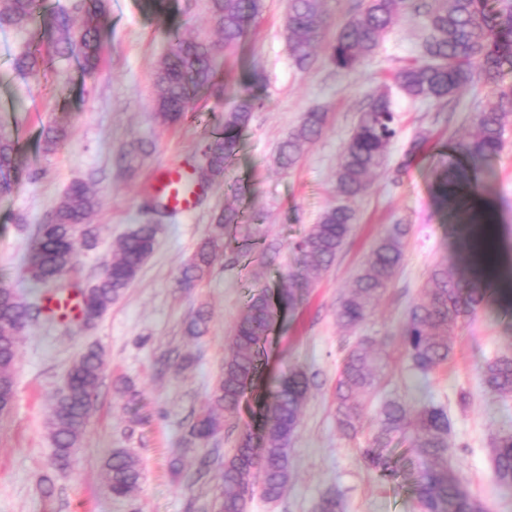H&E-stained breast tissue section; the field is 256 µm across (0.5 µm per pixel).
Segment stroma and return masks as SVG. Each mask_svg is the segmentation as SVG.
Segmentation results:
<instances>
[{
  "instance_id": "stroma-1",
  "label": "stroma",
  "mask_w": 512,
  "mask_h": 512,
  "mask_svg": "<svg viewBox=\"0 0 512 512\" xmlns=\"http://www.w3.org/2000/svg\"><path fill=\"white\" fill-rule=\"evenodd\" d=\"M362 6L363 0H325V42L300 71L283 34L288 0H263L238 48L224 57L214 87L171 125L155 118L153 72L171 50L168 30L214 38L207 0H172L163 15L145 0H108L104 55L90 77L74 60L51 62L36 77L19 73L13 59L22 38L0 31V133L17 142L20 165L17 181L0 192V286L27 298L44 294V287L21 281L20 272L36 226L73 181L88 182L98 199L90 218L98 244L80 252L62 280L67 289L95 283L104 260L134 225L160 226L136 280L99 318L86 325L44 312L21 334L12 407L0 416V512H215L225 457L243 428L261 433L264 401L295 368L306 372L310 389L290 445L293 479L278 500L253 493L247 512H312L330 489L341 495L344 512H414L411 479L382 477L360 454L387 398L416 408L444 406L452 422L449 470L485 512H512V490L492 480L490 457L492 440L512 430V398L486 392L480 376L486 359L512 355V300L492 293L488 305L456 329L452 358L428 374L411 368L399 339L433 265L474 272L473 264H461L452 244L461 218H476L475 202L492 212L497 246L512 258V129L506 148L481 170L470 169L458 149L487 100L481 83L450 109L395 97L399 134L388 165L353 202L356 222L334 264L300 303L277 317L263 346L259 379L240 412L223 416L220 431L208 440L185 441L207 407L250 296L273 293L297 270L295 243L335 204L341 150L373 92L390 86L392 73L420 55L419 18L409 14L396 21L373 58L350 71L336 69L325 44ZM255 67L264 71L265 82L250 80ZM246 97L260 105L223 178L203 187L192 215L152 211V186L163 169L200 168L207 139ZM313 109L327 114L321 135L304 146L293 168L281 169L279 144ZM54 120L66 124L70 136L47 154L41 129ZM422 129L429 132L428 144L405 159L408 141ZM138 141L146 143V154L125 158ZM451 167L468 170L476 194L443 205L436 199L437 182ZM33 169L39 177H30ZM228 209L237 221L225 227L224 246L209 273L195 287H181L183 265ZM395 224L409 227L401 264L367 321L346 330L336 321V303ZM201 307L210 313L207 331L187 336L185 327ZM361 336L374 341L382 369L358 435L347 438L336 429L334 387L342 359ZM90 346L102 349L104 369L81 444L69 467L60 469L48 432L53 398L72 361ZM121 381L136 392L135 401L117 392ZM115 448L132 452L142 469L139 491L124 499L113 498L102 480Z\"/></svg>"
}]
</instances>
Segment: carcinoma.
Returning <instances> with one entry per match:
<instances>
[{"label":"carcinoma","instance_id":"carcinoma-1","mask_svg":"<svg viewBox=\"0 0 512 512\" xmlns=\"http://www.w3.org/2000/svg\"><path fill=\"white\" fill-rule=\"evenodd\" d=\"M209 19L221 39L209 41L170 33L174 49L156 69L155 116L172 124L186 114L198 93L216 76L219 51L234 50L244 38L248 25L262 9V0H208ZM105 0H70L67 6L38 14V0H0V30L38 26L50 39L51 54L75 57L86 75L93 74L103 56L101 24ZM407 13L422 18V55L402 65L393 74L396 92L411 102H448L477 82L489 88L487 103L474 116L475 137L460 145L461 152L477 164L498 155L506 144L512 122V0H431L425 11L415 0H366L360 13L349 19L327 45L328 56L339 70L349 71L374 56L395 21ZM323 0H288L284 37L294 65L310 66L314 49L323 37ZM15 69L38 75L45 58L38 48H26L14 57ZM256 107L242 99L224 113V124L206 145V171L216 180L236 154L243 128ZM326 123V113H304L299 126L280 145L277 163L288 169L298 162L305 143L317 138ZM398 136L396 110L390 91L371 97L368 108L354 127L336 169L338 203L326 209L318 223L295 244L298 270L289 275L276 297L265 293L252 297L230 337L228 355L210 397L209 408L191 425L189 436L205 441L220 424L217 412L238 411L244 396L253 389L259 371L262 344L278 309L292 308L318 282L343 247L355 220L351 202L365 194L368 177L387 162L391 142ZM69 137L66 125L56 121L42 128L43 150L54 152ZM17 148L0 134V190L11 188L17 173ZM467 183L462 171L446 172L438 183L442 203ZM97 199L83 181L71 183L59 202L38 225L32 240L23 277L39 285L58 283L73 267L82 249L97 245L95 230L88 225ZM236 215L222 213L215 234L205 239L181 270L180 283L192 288L211 268L224 225ZM158 225L139 224L124 236L118 249L94 284L95 295L82 305V314L96 318L124 294L154 249ZM405 225L395 224L377 242L366 266L355 277L348 292L336 305V321L345 329L362 325L381 293L388 287L400 264ZM490 276H457L448 266L437 265L429 273L424 298L414 303L401 329L400 339L411 366L427 373L448 362L453 351L451 333L458 323L471 319L486 305ZM42 308L22 300L11 288L0 287V411H9L13 400V371L19 354V338ZM208 311L199 308L188 322L186 332L201 336L207 329ZM104 365L102 350L88 347L69 367L64 387L57 393L49 433L56 463L70 464L74 448L83 435L91 414L87 397L100 380ZM381 362L368 337L358 339L348 350L336 374L335 420L339 432L349 438L360 429L361 415L374 394ZM483 387L500 397H512V355L484 363ZM309 391V378L301 369L288 372L266 402L267 426L261 454H255L252 434L244 430L234 453L224 461V493L217 512H245L246 489L258 484L263 497L279 499L292 479L288 445L300 424V413ZM451 421L438 405L414 409L388 398L378 409L376 428L362 449L364 459L379 469L381 476L396 478L401 469L391 452L404 441L415 473L413 494L416 512H484L471 498L460 479L448 471V436ZM493 480L512 488V431L497 436L490 448ZM141 470L138 460L124 449L110 452L105 462V481L114 498H126L138 488ZM314 512H343L341 496L324 492Z\"/></svg>","mask_w":512,"mask_h":512}]
</instances>
